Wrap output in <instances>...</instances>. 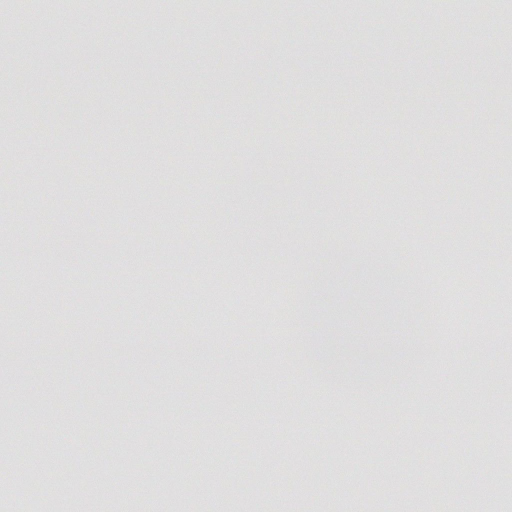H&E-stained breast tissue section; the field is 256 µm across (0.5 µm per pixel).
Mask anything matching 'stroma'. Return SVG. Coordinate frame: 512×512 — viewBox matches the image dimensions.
<instances>
[{
  "instance_id": "stroma-1",
  "label": "stroma",
  "mask_w": 512,
  "mask_h": 512,
  "mask_svg": "<svg viewBox=\"0 0 512 512\" xmlns=\"http://www.w3.org/2000/svg\"><path fill=\"white\" fill-rule=\"evenodd\" d=\"M162 3L112 0L86 14L57 0L45 14L0 0V33L24 48L0 44V417L9 421L0 512H40L62 498L84 512H173L180 500L204 512H473L480 500L512 512L498 492L512 482L500 465L512 448V211L500 179L512 163V113L491 126L479 113L484 95L512 91V0H468L452 15L423 0L382 19L288 0L257 24L226 16L220 0L189 11ZM309 85L316 96L300 95ZM203 107L207 128L195 120ZM449 140L460 146L452 155ZM119 142L129 151L116 153ZM383 155L389 179L412 189L397 230L370 220L384 196L371 181ZM103 156L110 171L97 168ZM21 158L33 177L20 197ZM54 164L76 178L48 182ZM117 184L126 194L106 196ZM159 184L180 206L178 228L139 219ZM464 196L477 204L470 231L490 263L459 276L430 248L446 231L432 208ZM345 239L429 289L399 309L367 271L352 270L316 297L326 333L361 365L419 343L436 375L403 391L409 360L367 387L371 434L361 411L312 405L320 373L299 351L282 352L283 335L257 315L271 305L269 283L297 289ZM56 243L70 247L68 267L34 262ZM489 269L498 295L458 309L457 292ZM215 275L223 315L185 324L184 307ZM31 277L51 295L30 301L21 283ZM146 296L177 304L132 306ZM186 333L196 345L182 343ZM467 372L475 381L465 393ZM240 384L255 416L279 414L267 418L262 454L237 432L218 471L212 444L239 418L217 401ZM440 418L452 430L446 444L402 454ZM339 428L350 453L332 451ZM184 435L195 445L181 451ZM144 441L147 455L130 468ZM49 464L68 473L66 487L31 488L28 468ZM187 466L191 486L178 478ZM445 471L457 476L454 491L441 487Z\"/></svg>"
}]
</instances>
